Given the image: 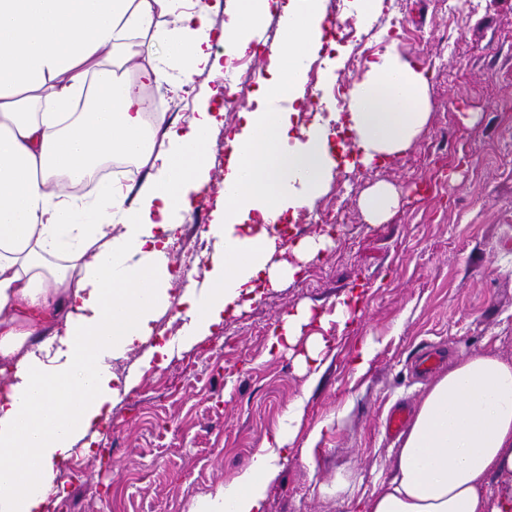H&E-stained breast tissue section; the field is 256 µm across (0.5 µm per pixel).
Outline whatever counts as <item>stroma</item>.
I'll return each instance as SVG.
<instances>
[{"instance_id": "obj_1", "label": "stroma", "mask_w": 512, "mask_h": 512, "mask_svg": "<svg viewBox=\"0 0 512 512\" xmlns=\"http://www.w3.org/2000/svg\"><path fill=\"white\" fill-rule=\"evenodd\" d=\"M403 34L389 35L393 19ZM365 59L349 69L350 46L333 56H311L306 66L327 82L362 79L370 61L387 49L428 67L430 117L410 148L385 165L338 170L315 209L349 200L335 244L308 263L317 287L303 276L267 289L260 299L227 314L222 330L143 371L138 385L112 409L102 429L105 457H72L90 476L68 484L67 512H187L245 467L265 433L288 405L307 397L304 432L321 427L312 461L303 439L291 445L273 481L267 512H356L393 467L397 437L383 422L394 405L418 409L432 376H416L412 363L433 348L446 363L490 351L512 363V0H474L471 12L448 13L445 0H384L382 11L357 33ZM142 51L162 57L172 79L162 91L173 118L223 111L225 127L238 122L235 107L211 98L223 88L225 67L180 82L184 60L163 46ZM437 180L435 195L417 193ZM386 183L400 194L390 219L370 224L358 206L362 192ZM214 197H201L184 219L176 260L191 259L190 276L202 281V234ZM361 291L362 315L346 328L325 331L328 342L318 384L293 356L268 355V334L301 304L333 312L340 296ZM379 352L364 373L350 358L365 337Z\"/></svg>"}]
</instances>
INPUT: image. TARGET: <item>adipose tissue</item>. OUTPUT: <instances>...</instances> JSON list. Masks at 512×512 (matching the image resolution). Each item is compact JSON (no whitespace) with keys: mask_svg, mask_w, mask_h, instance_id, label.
<instances>
[{"mask_svg":"<svg viewBox=\"0 0 512 512\" xmlns=\"http://www.w3.org/2000/svg\"><path fill=\"white\" fill-rule=\"evenodd\" d=\"M278 15L285 44L271 55L254 107L224 136L223 188L205 231L213 249L203 282L179 294V338L154 346L170 307L169 259L196 197L207 192L217 117L146 130L137 85L163 84L161 61L137 39L187 59L186 78L212 67L211 41L242 56ZM216 26L201 0H0V512H53L65 496L58 463L108 423L138 369L169 363L224 324L261 288L290 281L333 244L299 240L295 263L275 261L285 224L313 207L345 155L385 164L429 118L425 68L394 53L370 63L346 115L298 126L305 63L326 41L322 0H230ZM119 153L145 167L136 193L108 186L88 202L49 189L81 179ZM341 296L333 314L300 307L275 325L268 350L305 341L320 363L323 332L361 316ZM318 323L320 332L304 335ZM140 356L125 376L114 361ZM305 401L289 404L248 465L187 512H266L270 484L298 437ZM361 512H512V364L478 352L427 389L396 450L391 476Z\"/></svg>","mask_w":512,"mask_h":512,"instance_id":"adipose-tissue-1","label":"adipose tissue"}]
</instances>
